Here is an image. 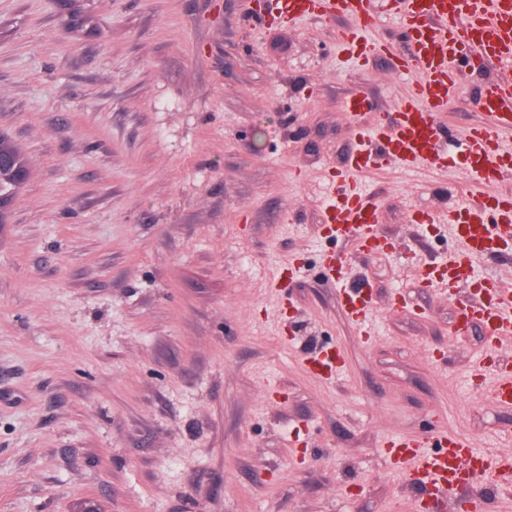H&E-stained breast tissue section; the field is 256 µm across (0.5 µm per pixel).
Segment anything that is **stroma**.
Masks as SVG:
<instances>
[{
    "instance_id": "stroma-1",
    "label": "stroma",
    "mask_w": 512,
    "mask_h": 512,
    "mask_svg": "<svg viewBox=\"0 0 512 512\" xmlns=\"http://www.w3.org/2000/svg\"><path fill=\"white\" fill-rule=\"evenodd\" d=\"M259 2L0 0V131L31 163L0 226V512H418L391 438L491 451L512 432L470 375L512 350L450 336L455 299L417 276L451 243L418 213L512 193V174L365 172L392 250L324 235L354 125L413 81L343 63L339 22L254 24ZM497 73L466 71L438 125L479 120ZM358 91L377 109L353 120ZM335 250L372 290V344L319 270ZM336 348L339 379L306 371Z\"/></svg>"
}]
</instances>
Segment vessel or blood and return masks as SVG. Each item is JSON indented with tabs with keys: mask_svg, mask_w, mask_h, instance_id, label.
Instances as JSON below:
<instances>
[{
	"mask_svg": "<svg viewBox=\"0 0 512 512\" xmlns=\"http://www.w3.org/2000/svg\"><path fill=\"white\" fill-rule=\"evenodd\" d=\"M399 20L392 40L369 36L380 8ZM259 10L267 23L287 25L303 17L333 20L348 18L339 40L356 66L390 54L398 73L412 77L413 91L391 109L379 114L375 125L355 131L356 145L345 169L327 183L325 210L336 233L351 237L357 249L372 255L389 242L378 232L375 199L364 194L356 174L394 164L410 171L433 162L452 163L448 137L435 116L445 111L459 91L463 68L482 60L501 71L484 89L483 120L458 139L471 177L487 183L512 172V151L503 148L500 135L512 132V0H262ZM426 222L451 225L458 248L448 260V288L466 284L472 260L498 252L512 237V197L486 204L476 199L455 203ZM341 308L365 341H372L375 305L364 289L344 290ZM482 324L495 346L512 344V286L494 280L467 292L457 304L453 321L457 334ZM496 404H512V366H497L489 387ZM390 455L406 471L421 476L433 488H467L476 480L512 484V453H483L462 436L445 438L441 448L426 451L424 440L399 437L389 440Z\"/></svg>",
	"mask_w": 512,
	"mask_h": 512,
	"instance_id": "obj_1",
	"label": "vessel or blood"
}]
</instances>
